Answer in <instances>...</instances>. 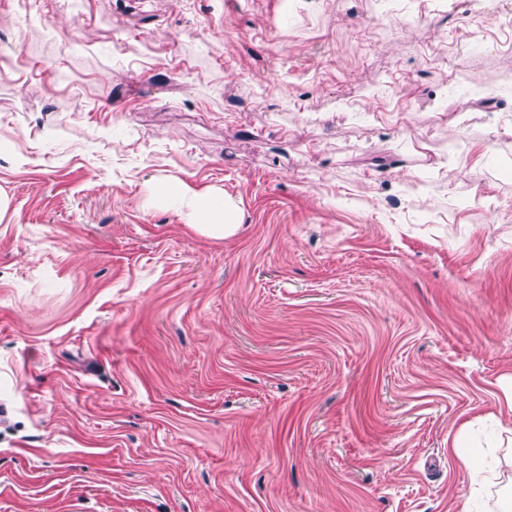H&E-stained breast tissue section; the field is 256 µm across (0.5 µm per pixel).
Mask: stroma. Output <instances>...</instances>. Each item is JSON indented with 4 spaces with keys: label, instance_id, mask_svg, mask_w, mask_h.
Listing matches in <instances>:
<instances>
[{
    "label": "stroma",
    "instance_id": "stroma-1",
    "mask_svg": "<svg viewBox=\"0 0 512 512\" xmlns=\"http://www.w3.org/2000/svg\"><path fill=\"white\" fill-rule=\"evenodd\" d=\"M509 127L512 0H0V512H461ZM148 201H161L175 210L184 224L214 239L235 235L240 222L234 200L218 187L199 191L184 181L154 177L147 185Z\"/></svg>",
    "mask_w": 512,
    "mask_h": 512
}]
</instances>
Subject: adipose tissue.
I'll return each mask as SVG.
<instances>
[{"instance_id":"adipose-tissue-1","label":"adipose tissue","mask_w":512,"mask_h":512,"mask_svg":"<svg viewBox=\"0 0 512 512\" xmlns=\"http://www.w3.org/2000/svg\"><path fill=\"white\" fill-rule=\"evenodd\" d=\"M147 192L149 202H163L180 215L184 224L211 238L231 237L240 228L238 207L221 188L200 191L187 182L172 183L162 176L151 179ZM452 452L471 475L463 512H483L485 487L496 477L489 451L459 438L454 441Z\"/></svg>"}]
</instances>
